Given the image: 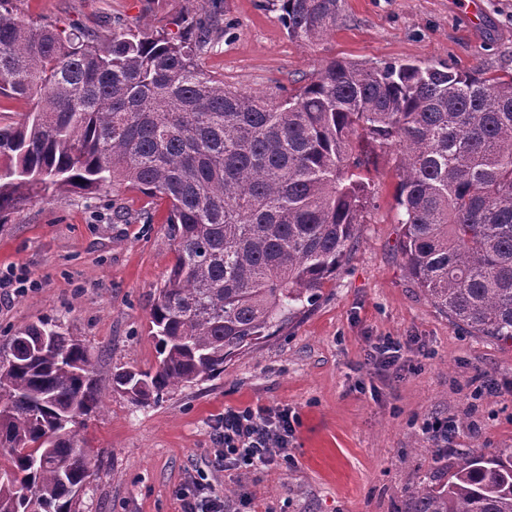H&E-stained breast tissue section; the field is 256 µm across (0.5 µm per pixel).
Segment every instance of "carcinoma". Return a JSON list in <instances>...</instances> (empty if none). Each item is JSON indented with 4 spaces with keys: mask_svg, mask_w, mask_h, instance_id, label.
I'll list each match as a JSON object with an SVG mask.
<instances>
[{
    "mask_svg": "<svg viewBox=\"0 0 512 512\" xmlns=\"http://www.w3.org/2000/svg\"><path fill=\"white\" fill-rule=\"evenodd\" d=\"M288 37L316 43L341 0H279ZM193 40L132 29L61 36L0 0V224L69 187L167 203L174 261L150 310L158 363L112 372L134 404L224 373L312 306L356 243L370 199L359 136L398 152L399 249L428 301L474 336L512 342V74L446 63L328 61L282 96L198 64ZM101 407L88 346L31 325L0 361V512H79L91 460L73 426ZM413 512H512V449L467 452L421 479Z\"/></svg>",
    "mask_w": 512,
    "mask_h": 512,
    "instance_id": "carcinoma-1",
    "label": "carcinoma"
}]
</instances>
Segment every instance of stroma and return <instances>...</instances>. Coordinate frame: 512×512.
<instances>
[{
	"instance_id": "obj_1",
	"label": "stroma",
	"mask_w": 512,
	"mask_h": 512,
	"mask_svg": "<svg viewBox=\"0 0 512 512\" xmlns=\"http://www.w3.org/2000/svg\"><path fill=\"white\" fill-rule=\"evenodd\" d=\"M202 0H13L25 20L107 37L115 25L185 35ZM445 62L512 72V0H342L323 40L290 39L267 0H221L203 69L242 92L283 94L331 59ZM372 196L357 245L316 304L208 381L131 404L112 389L118 367L146 370L157 353L150 304L166 282L174 241L165 202L137 192L86 199L53 191L0 224V357L18 331L53 322L98 358L102 407L77 430L93 475L81 512H180L178 488L201 474L254 512H411L409 488L472 449L512 448V342L468 334L408 276L398 243L395 154L374 149ZM400 342L384 371L371 343ZM285 407L294 462L218 470L208 452L225 408ZM447 422V453L423 432Z\"/></svg>"
}]
</instances>
